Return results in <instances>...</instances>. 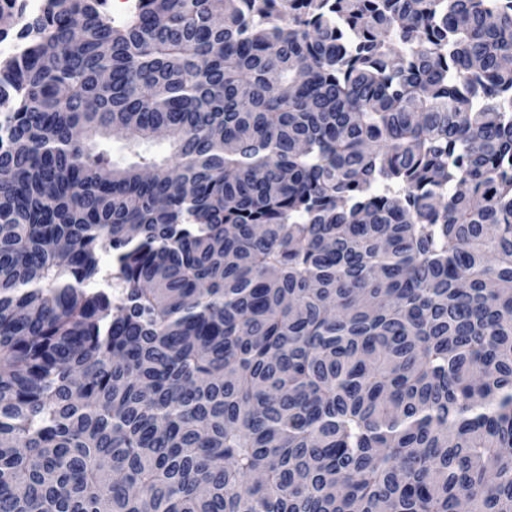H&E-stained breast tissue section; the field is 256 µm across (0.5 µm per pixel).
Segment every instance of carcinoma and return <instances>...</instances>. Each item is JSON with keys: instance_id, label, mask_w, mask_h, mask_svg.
Listing matches in <instances>:
<instances>
[{"instance_id": "1", "label": "carcinoma", "mask_w": 512, "mask_h": 512, "mask_svg": "<svg viewBox=\"0 0 512 512\" xmlns=\"http://www.w3.org/2000/svg\"><path fill=\"white\" fill-rule=\"evenodd\" d=\"M105 3L0 59V512H512V0Z\"/></svg>"}]
</instances>
